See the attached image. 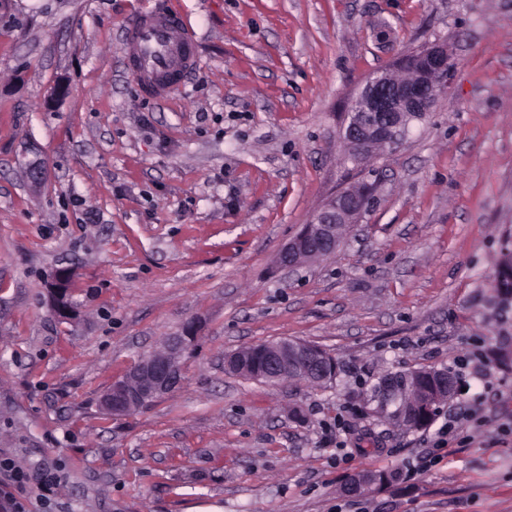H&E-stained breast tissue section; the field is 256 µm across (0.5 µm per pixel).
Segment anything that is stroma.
<instances>
[{
	"label": "stroma",
	"instance_id": "obj_1",
	"mask_svg": "<svg viewBox=\"0 0 512 512\" xmlns=\"http://www.w3.org/2000/svg\"><path fill=\"white\" fill-rule=\"evenodd\" d=\"M156 5L201 55L161 102L122 63ZM432 42L453 54L447 95L367 171L345 164L358 90ZM360 179L375 201L336 252L280 268ZM510 251L512 0H0V457L29 471L13 494L30 512H512V302L493 286ZM59 270L67 319L48 306ZM191 323L181 386L103 413ZM281 339L336 357L335 380L225 371ZM419 368L461 370V390L426 429L396 428L371 388ZM364 471L396 479L346 494Z\"/></svg>",
	"mask_w": 512,
	"mask_h": 512
}]
</instances>
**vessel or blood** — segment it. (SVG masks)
Here are the masks:
<instances>
[{
  "label": "vessel or blood",
  "mask_w": 512,
  "mask_h": 512,
  "mask_svg": "<svg viewBox=\"0 0 512 512\" xmlns=\"http://www.w3.org/2000/svg\"><path fill=\"white\" fill-rule=\"evenodd\" d=\"M123 61L143 96L165 99L175 92L183 75L197 67L199 57L182 15L155 8L127 31Z\"/></svg>",
  "instance_id": "b4317fda"
}]
</instances>
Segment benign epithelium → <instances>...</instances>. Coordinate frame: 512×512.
<instances>
[{"instance_id":"benign-epithelium-1","label":"benign epithelium","mask_w":512,"mask_h":512,"mask_svg":"<svg viewBox=\"0 0 512 512\" xmlns=\"http://www.w3.org/2000/svg\"><path fill=\"white\" fill-rule=\"evenodd\" d=\"M454 68L445 43L427 44L397 58L396 64L371 77L352 100L340 129L342 140L359 151L373 145L398 146L410 123L432 111L447 94ZM369 195L370 188L353 184L331 197L280 250L279 267L292 272L304 262L334 253L341 242L340 226L359 223ZM67 278L66 271L59 272L48 295L50 310L60 318L72 315L71 305L65 303ZM194 338L192 326L168 337L162 350L145 356L112 384L101 398L102 408L122 416L175 391L182 381V357ZM264 362L259 379L267 383L288 376L312 380L336 372L335 360L325 361L311 344L294 340L267 345ZM379 480L374 473H359L346 491L358 493Z\"/></svg>"}]
</instances>
